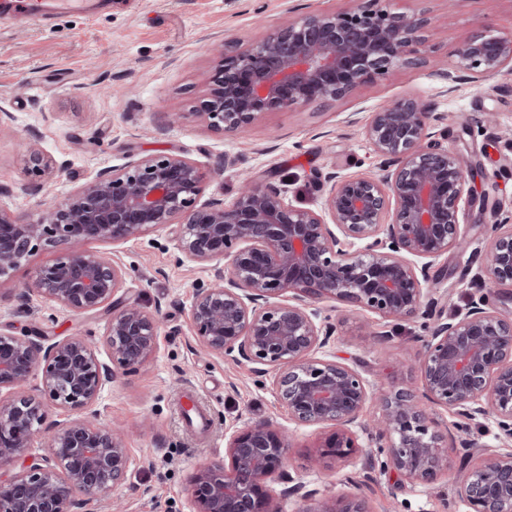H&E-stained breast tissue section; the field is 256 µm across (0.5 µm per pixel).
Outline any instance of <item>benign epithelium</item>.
I'll use <instances>...</instances> for the list:
<instances>
[{
  "instance_id": "1",
  "label": "benign epithelium",
  "mask_w": 512,
  "mask_h": 512,
  "mask_svg": "<svg viewBox=\"0 0 512 512\" xmlns=\"http://www.w3.org/2000/svg\"><path fill=\"white\" fill-rule=\"evenodd\" d=\"M427 20L355 6L309 14L260 42L219 41L217 63L199 106L210 126L242 132L258 116L291 105L335 101L375 76L421 60ZM459 68L482 77L512 74V32L478 33L458 52ZM443 116L413 99L382 107L365 136L378 171L341 177L333 172L321 209L296 206L276 183L250 180L226 206L199 202L206 179L193 161L148 155L100 172L75 192L15 217L0 204V277L39 245L72 249L43 264L26 286L72 312L114 303L125 272L114 260L87 254L88 240L122 243L175 225L180 251L206 264L211 281L197 289L188 316L206 352L239 358L272 375L291 419L330 427L319 459L360 457L365 474L392 469L413 484L433 482L460 461L459 496L467 512H512V322L489 292L470 294L465 310L436 311L441 298L430 269L470 242L461 219L477 204L466 189L467 169L439 147L431 132ZM28 174L49 162L33 147ZM481 283H512V214L495 220V236L475 274ZM351 304L386 320L436 316L421 339L422 397L459 417L458 431L479 417L496 426L492 447L447 438L410 389L383 391L356 368L320 356L336 325L315 304ZM162 319L139 304L113 310L106 341L125 373L158 349ZM113 370L82 336L47 342L0 331V468L43 431L49 406L71 417L47 431L44 463L3 479L0 512H94L90 506L124 479L129 452L120 428L98 422L96 405ZM377 400L381 419H365ZM286 433L268 420L236 431L224 459L188 476L195 512H281V499L315 495L286 469ZM278 478L286 487L269 486ZM313 512H368L358 494L324 497Z\"/></svg>"
}]
</instances>
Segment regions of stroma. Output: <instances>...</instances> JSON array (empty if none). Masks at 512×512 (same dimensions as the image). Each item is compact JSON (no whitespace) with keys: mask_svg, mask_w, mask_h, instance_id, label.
Returning a JSON list of instances; mask_svg holds the SVG:
<instances>
[{"mask_svg":"<svg viewBox=\"0 0 512 512\" xmlns=\"http://www.w3.org/2000/svg\"><path fill=\"white\" fill-rule=\"evenodd\" d=\"M351 0H98L96 14L61 13L51 28L0 26V104L14 119L0 128V186L27 181L23 142L54 163L45 191L6 198L11 214L30 215L40 202L76 191L100 171L127 157L178 155L203 170L223 166L222 179L206 182L202 197L232 202L243 179L280 182L294 204L320 209L326 173L354 176L375 171L378 160L364 128L380 107L406 98L431 104L446 119L435 129L442 146L473 166L469 186L490 201L512 207V75L471 81L457 69L458 51L477 31H512V0H385L393 12L430 21L429 63L402 66L390 77L368 80L345 97L319 105H294L259 116L231 134L198 116L204 85L214 67L210 42H257L313 12L339 11ZM456 71L449 87L439 69ZM81 251L114 256L125 271L115 299L160 308L163 325L156 354L136 372L117 375L98 402L102 423H121L131 464L124 484L96 505L113 512H193L187 477L199 464L220 459L229 436L257 420L289 435V471L319 497L348 493L360 483L369 512H465L459 498L458 462L432 483L413 485L390 469L365 477L358 459L319 463L314 448L327 432L298 425L280 405L270 376L254 363L220 359L199 346L188 318L196 288L208 286L205 266L184 259L169 228L122 244L81 243ZM67 245H44L0 277V329L51 338L90 336L99 359L111 313L76 314L26 299L24 290L47 260ZM470 253L450 252L433 268L449 309L465 307L462 280ZM337 325L328 355L360 364L387 390L421 386L423 319L385 321L335 302L321 303ZM204 401L211 423L195 435L177 411L180 396Z\"/></svg>","mask_w":512,"mask_h":512,"instance_id":"obj_1","label":"stroma"}]
</instances>
